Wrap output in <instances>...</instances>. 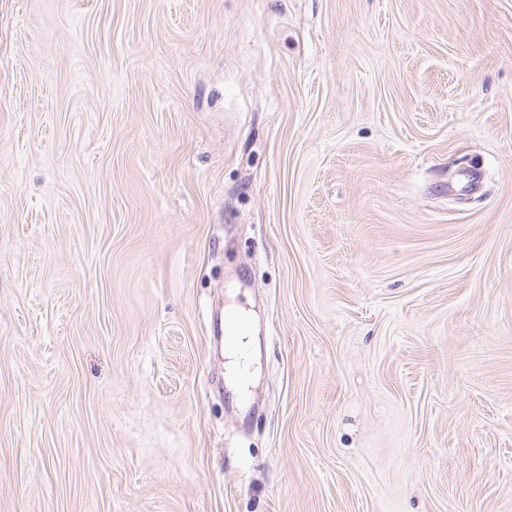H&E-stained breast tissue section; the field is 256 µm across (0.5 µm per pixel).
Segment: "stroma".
Segmentation results:
<instances>
[{"label":"stroma","mask_w":512,"mask_h":512,"mask_svg":"<svg viewBox=\"0 0 512 512\" xmlns=\"http://www.w3.org/2000/svg\"><path fill=\"white\" fill-rule=\"evenodd\" d=\"M0 512H512V0H0ZM230 311L224 314V353L232 354L238 351V338L242 331L247 329V319L240 313L233 311L232 309L240 310L244 309L240 305L230 306ZM238 307V308H237ZM242 312V311H241ZM241 345L243 348L241 359L231 358L227 361V366L230 375L237 378L240 387L243 389V391H245L250 379V374L248 373V350L250 346V337L248 336L247 330L243 336V342H241Z\"/></svg>","instance_id":"stroma-1"}]
</instances>
